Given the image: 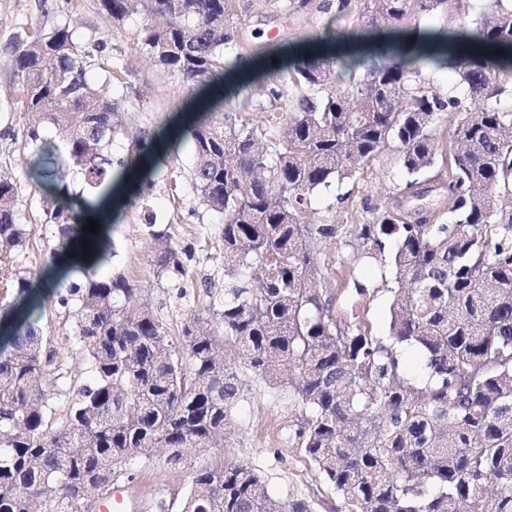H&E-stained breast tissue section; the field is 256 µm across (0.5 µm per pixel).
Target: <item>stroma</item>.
<instances>
[{
    "instance_id": "35a3bbf8",
    "label": "stroma",
    "mask_w": 512,
    "mask_h": 512,
    "mask_svg": "<svg viewBox=\"0 0 512 512\" xmlns=\"http://www.w3.org/2000/svg\"><path fill=\"white\" fill-rule=\"evenodd\" d=\"M327 21L316 13L294 21L284 20L254 7L252 0H239V22L246 35L256 36L258 43L275 46L301 34L322 32ZM143 23L138 13L128 14L122 23H113L101 9L99 0H0V172L15 175L18 192L14 211L25 228L23 246L0 252V305L9 303L14 290L9 281L11 270L36 271L49 260L57 242L52 221L44 212L41 191L23 172L21 132L25 124L15 99L13 58L7 47L18 38L40 29L72 30L77 43H103L100 64L87 70L90 83L103 86L106 95L117 97L124 81H131L132 100L136 105L139 128L152 132L168 123L180 112L188 98V89L177 76L153 65L148 54L137 43ZM194 157L189 146H181L174 161L153 178L135 204L123 208L114 217L110 234L116 255L106 270L130 277L140 290L139 303L148 305L154 314L175 325L193 314L197 295L204 284L220 288L224 285V251L220 241L223 214L201 206L190 180ZM406 175L399 168L394 150L380 153L367 163L354 180L342 186L318 189L310 197V211L335 215L342 224H363L370 220L367 205L381 203L389 192L398 189ZM165 228L170 242L185 250V262L191 273L183 286H176L167 276H160L152 262L156 242L149 233V223ZM358 280L370 283L374 297L356 300L344 293L336 307L338 317L359 316L382 336L387 331L389 294L376 265H357ZM39 327L49 336L53 346L61 350L66 365L76 373L86 364L75 349L65 343L71 331L67 309L56 301L47 302L39 319ZM249 390L234 411L232 436L228 443H216L203 452H193L198 462L219 455H231L258 469L265 480L269 496L277 501H307L311 512H344V500L322 482L300 449L285 444L286 429L297 416L286 397L269 388L263 381L249 379ZM189 481L188 475L166 472L147 476L134 486V495L143 505L163 499L181 498Z\"/></svg>"
}]
</instances>
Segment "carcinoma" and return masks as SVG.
Returning <instances> with one entry per match:
<instances>
[{"mask_svg": "<svg viewBox=\"0 0 512 512\" xmlns=\"http://www.w3.org/2000/svg\"><path fill=\"white\" fill-rule=\"evenodd\" d=\"M264 2L285 18L328 15L323 33L286 43L277 61L246 44L236 0H100L115 23L143 9L138 42L190 93L191 119L175 139L141 130L118 160L114 116L134 102L109 100L87 80L94 52L65 28L9 46L26 174L45 193V213L60 218L78 199L94 218L119 181L133 201L187 143L198 198L224 214V288L204 287L200 312L168 326L132 303L129 277L98 272L113 256L109 233L85 232V220L58 225L50 260L34 277L14 273L15 299L0 307V512H33L37 501L42 512H93L115 484L134 485L141 464L192 472L179 512H310L301 500L272 502L252 466L188 462L187 449L224 435L245 371L302 407L285 441L343 495L345 512H512V107L501 104L512 96L502 79L512 73V0L426 29L409 18L446 16L462 0ZM348 14L400 39L381 60L339 58L344 31L334 23ZM258 63L250 80H268L283 101L264 125L229 107L242 86L224 88V74ZM424 67L454 71L467 96L440 95L420 79ZM281 80L291 84L286 99ZM391 148L407 179L370 222L305 221L314 190L354 179ZM434 169L445 172L435 220L412 223L402 202ZM16 192L1 172L0 248L9 251L26 240ZM150 234L161 243L156 266L186 279L168 234ZM328 243L391 267L388 336L337 317L334 260L318 258ZM50 295L73 307L68 340L87 379L37 326ZM405 346L420 352L421 375L403 368Z\"/></svg>", "mask_w": 512, "mask_h": 512, "instance_id": "carcinoma-1", "label": "carcinoma"}]
</instances>
